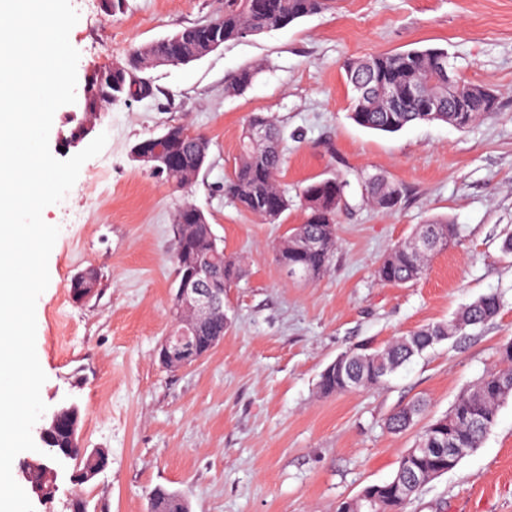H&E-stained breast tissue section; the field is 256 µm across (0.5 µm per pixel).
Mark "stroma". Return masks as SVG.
Instances as JSON below:
<instances>
[{"label": "stroma", "instance_id": "obj_1", "mask_svg": "<svg viewBox=\"0 0 512 512\" xmlns=\"http://www.w3.org/2000/svg\"><path fill=\"white\" fill-rule=\"evenodd\" d=\"M79 20L69 40L78 77L125 59L135 47L218 17L224 0H126L107 17L70 0ZM442 47L459 76L498 95L499 114L459 130L418 123L395 133L350 117L348 59ZM259 73L229 90L241 69ZM155 94L89 114L82 100L60 107L50 150L76 122L107 133L64 199L43 211L59 236L50 282L36 304V352L47 407L76 404L85 448L109 464L73 482L59 465V490L34 512H148L151 490L182 494L191 512H336L339 502L389 480L415 434L390 432L389 415L421 399L423 421L448 412L462 392L498 366L512 341V0H329L286 28L228 41L187 65L152 71ZM271 115L284 129L279 182L289 194L334 175L350 186L338 217L337 250L316 281L288 279L276 248L301 206L264 224L224 193L246 119ZM184 125L210 141L206 165L179 188L132 160L131 147ZM382 174L404 189L385 212L367 203L363 178ZM206 215L242 275L224 295L223 340L200 362L162 367L156 350L172 328V218L183 202ZM445 218L456 237L422 280L381 284L375 270L418 224ZM93 268L101 290L77 303L68 284ZM499 293L500 314L467 337L442 340L381 388L325 397L322 371L359 343L379 347L423 326L449 323L479 296ZM407 512H512V398L458 467L427 483Z\"/></svg>", "mask_w": 512, "mask_h": 512}]
</instances>
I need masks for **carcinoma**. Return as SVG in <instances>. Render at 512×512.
I'll return each mask as SVG.
<instances>
[{
  "label": "carcinoma",
  "instance_id": "1",
  "mask_svg": "<svg viewBox=\"0 0 512 512\" xmlns=\"http://www.w3.org/2000/svg\"><path fill=\"white\" fill-rule=\"evenodd\" d=\"M327 6V0H224V14L204 23L187 26L173 38H162L132 50L125 70L112 73L105 69L91 75L93 91L83 99V110L94 113L112 100L125 101L145 92L134 86L130 73H148L154 65L187 64L212 51L214 46L247 35L278 30ZM441 48L412 49L400 53H379L351 59L345 64L347 82L357 89L351 97V117L361 127L381 132H397L416 123L444 122L459 129L489 118L497 113V96L489 89L458 78L463 93L465 111H455L456 103L448 102V74L436 65ZM257 74L254 68L240 70L230 88L244 91ZM390 88L394 107L388 109L379 97V86ZM416 88L421 96L436 105L434 112H422L410 97L409 89ZM264 124L263 140L250 136L255 121ZM166 147L180 155L176 168L162 177L179 188L188 186L202 170L209 152V143H197L184 137L181 125L167 127ZM284 131L271 116L252 115L240 137L239 159L224 182L225 194L266 224H281L283 216L293 206L278 181L283 164ZM348 181L339 176L312 181L302 187L300 203L306 218L303 224L288 230L276 252L279 263L300 269L307 281L319 279L330 266L337 249L336 224L338 212L345 201ZM369 201L379 209L392 210L400 202L402 188L382 175L365 182ZM207 223L203 212L193 203L185 202L176 211L173 224L193 229ZM454 225L446 219H433L419 225L412 240L394 246L377 269L378 279L389 285H404L424 278L431 255L448 246L455 237ZM501 309L496 293L478 297L456 317L454 324H434L393 338L382 348L354 346L341 353L342 362H331L321 373L319 391L324 396L349 392L386 383V378L411 359L455 333L467 335V329L494 319ZM224 319L203 326L199 343L203 352L210 351L214 338L223 334ZM502 366L488 371L478 384L465 392L442 417L434 419L420 432L416 448H443L439 463L409 449L398 461L401 472L418 466L430 467L442 476L460 463V449L479 447L496 424L501 404L512 396V351L501 354ZM422 410L420 402L397 408L387 419L388 429L402 432L413 426ZM50 448L55 454L64 451L80 458L79 470L88 473L100 462V451L89 453L69 447L65 434H56ZM421 486L405 487L374 502L371 512H405L412 497ZM150 512H177L174 492L156 487L150 492Z\"/></svg>",
  "mask_w": 512,
  "mask_h": 512
}]
</instances>
